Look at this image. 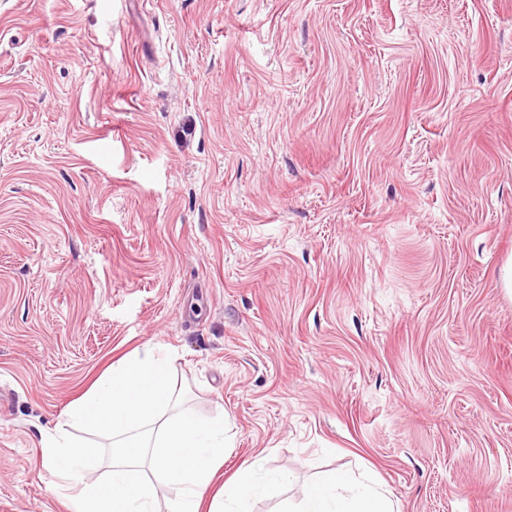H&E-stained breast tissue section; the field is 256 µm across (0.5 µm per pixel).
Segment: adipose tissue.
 <instances>
[{
	"instance_id": "1",
	"label": "adipose tissue",
	"mask_w": 512,
	"mask_h": 512,
	"mask_svg": "<svg viewBox=\"0 0 512 512\" xmlns=\"http://www.w3.org/2000/svg\"><path fill=\"white\" fill-rule=\"evenodd\" d=\"M170 354L150 345L114 363L60 415L41 440L44 465L72 512H157V488L176 485L169 512H246L253 497L281 485L259 453L237 476L213 489L230 440L223 419H202L182 409L169 383ZM81 427L109 440L112 471L91 480L100 460L74 438ZM293 512H394L387 491L374 481L334 472L307 485Z\"/></svg>"
}]
</instances>
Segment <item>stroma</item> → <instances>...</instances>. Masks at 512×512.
Wrapping results in <instances>:
<instances>
[{
    "instance_id": "35a3bbf8",
    "label": "stroma",
    "mask_w": 512,
    "mask_h": 512,
    "mask_svg": "<svg viewBox=\"0 0 512 512\" xmlns=\"http://www.w3.org/2000/svg\"><path fill=\"white\" fill-rule=\"evenodd\" d=\"M512 0H0V512L145 343L396 512H512Z\"/></svg>"
}]
</instances>
